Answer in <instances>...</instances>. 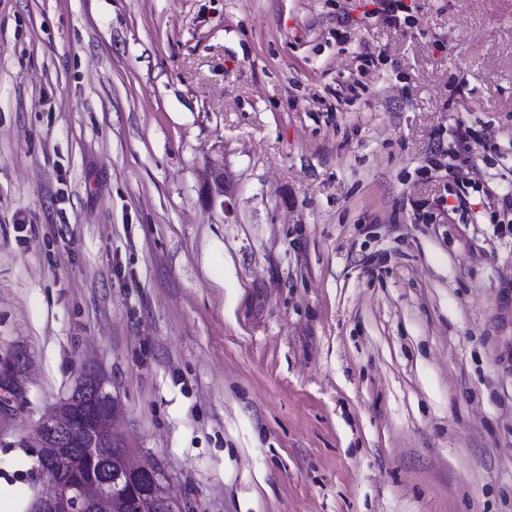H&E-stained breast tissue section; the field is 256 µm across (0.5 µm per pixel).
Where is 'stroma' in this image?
<instances>
[{"label": "stroma", "mask_w": 512, "mask_h": 512, "mask_svg": "<svg viewBox=\"0 0 512 512\" xmlns=\"http://www.w3.org/2000/svg\"><path fill=\"white\" fill-rule=\"evenodd\" d=\"M404 2L0 0V512L86 367L192 512H512V0ZM203 195L211 208L221 210L223 218L233 215V207L230 202L232 190L224 170V162L217 160L211 163L209 178L203 187Z\"/></svg>", "instance_id": "obj_1"}]
</instances>
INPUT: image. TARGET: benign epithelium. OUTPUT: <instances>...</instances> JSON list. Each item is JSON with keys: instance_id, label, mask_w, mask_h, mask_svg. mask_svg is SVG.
Masks as SVG:
<instances>
[{"instance_id": "obj_1", "label": "benign epithelium", "mask_w": 512, "mask_h": 512, "mask_svg": "<svg viewBox=\"0 0 512 512\" xmlns=\"http://www.w3.org/2000/svg\"><path fill=\"white\" fill-rule=\"evenodd\" d=\"M207 204L233 215L231 186L224 162L214 161L203 187ZM18 365H0V388L15 387L25 393L17 375ZM119 400L110 381L94 369H83L65 398L37 425L36 456L42 476L51 484L32 512H187L171 480L157 463H141L129 449L114 419ZM118 449L117 468L99 467L102 453Z\"/></svg>"}]
</instances>
